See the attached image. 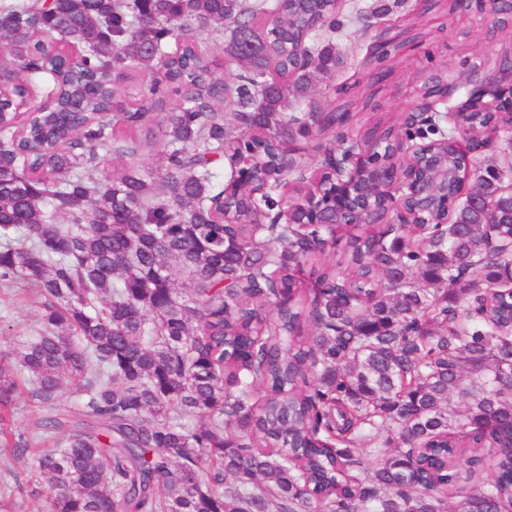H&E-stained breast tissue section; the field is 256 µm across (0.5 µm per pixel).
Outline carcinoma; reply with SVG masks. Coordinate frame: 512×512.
Returning <instances> with one entry per match:
<instances>
[{
	"label": "carcinoma",
	"mask_w": 512,
	"mask_h": 512,
	"mask_svg": "<svg viewBox=\"0 0 512 512\" xmlns=\"http://www.w3.org/2000/svg\"><path fill=\"white\" fill-rule=\"evenodd\" d=\"M338 13V0L0 4V117L27 126L23 143L0 132V286H36L44 325L0 357V447L8 471L65 434L33 457L41 512H512L508 170L477 167L476 197L435 224L355 225L344 271L335 227L277 224V195L218 174L226 155L274 153L288 109L340 64L312 43ZM228 29L231 86L213 48ZM153 64L149 93L130 95ZM226 106L244 129L233 150ZM303 264L325 284L312 297L292 281ZM23 374L45 413L17 437Z\"/></svg>",
	"instance_id": "carcinoma-1"
}]
</instances>
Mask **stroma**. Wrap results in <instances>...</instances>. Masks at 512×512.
Wrapping results in <instances>:
<instances>
[{"label": "stroma", "instance_id": "obj_1", "mask_svg": "<svg viewBox=\"0 0 512 512\" xmlns=\"http://www.w3.org/2000/svg\"><path fill=\"white\" fill-rule=\"evenodd\" d=\"M344 27L332 35L340 64L336 71L320 75L313 83L310 98L322 103L348 93L360 98L365 91L361 82V62L373 42L394 35V22L418 19L426 33L421 50L400 54L388 61V79L371 101L368 111L358 113L353 124L343 129L337 149L362 144L367 125L376 118L410 112L425 79L454 71L461 92L477 88L482 79L475 66L493 59L498 43L487 33L486 19L473 12L448 14L440 11L421 13L419 0H346ZM41 299L33 286L0 289V354L17 348L27 337L43 329Z\"/></svg>", "mask_w": 512, "mask_h": 512}]
</instances>
